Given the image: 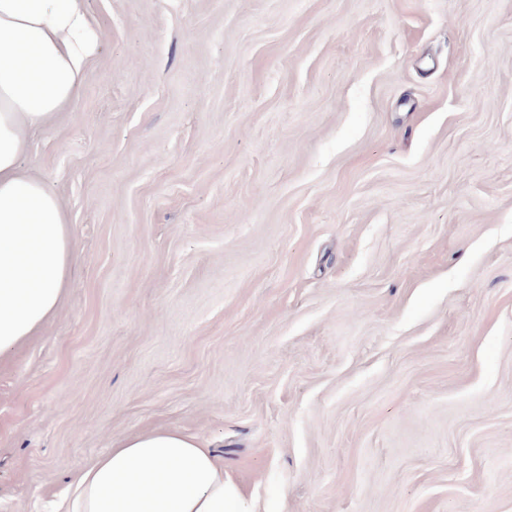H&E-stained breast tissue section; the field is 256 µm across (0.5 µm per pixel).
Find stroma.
<instances>
[{"label":"stroma","mask_w":512,"mask_h":512,"mask_svg":"<svg viewBox=\"0 0 512 512\" xmlns=\"http://www.w3.org/2000/svg\"><path fill=\"white\" fill-rule=\"evenodd\" d=\"M23 171L69 285L0 355V512L197 436L254 512H512V0H88Z\"/></svg>","instance_id":"obj_1"}]
</instances>
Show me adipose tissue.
Listing matches in <instances>:
<instances>
[{"instance_id": "1", "label": "adipose tissue", "mask_w": 512, "mask_h": 512, "mask_svg": "<svg viewBox=\"0 0 512 512\" xmlns=\"http://www.w3.org/2000/svg\"><path fill=\"white\" fill-rule=\"evenodd\" d=\"M99 49L85 0H0V352L35 332L67 286L72 247L58 200L21 160L32 130L77 94ZM66 512H251L224 460L157 430L117 441L74 477Z\"/></svg>"}]
</instances>
